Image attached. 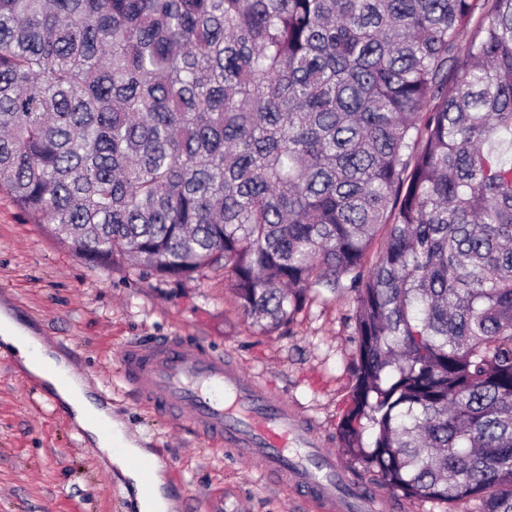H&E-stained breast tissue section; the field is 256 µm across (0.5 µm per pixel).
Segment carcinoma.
<instances>
[{"mask_svg": "<svg viewBox=\"0 0 512 512\" xmlns=\"http://www.w3.org/2000/svg\"><path fill=\"white\" fill-rule=\"evenodd\" d=\"M4 189L265 332L349 290L342 448L512 512V0H0Z\"/></svg>", "mask_w": 512, "mask_h": 512, "instance_id": "carcinoma-1", "label": "carcinoma"}]
</instances>
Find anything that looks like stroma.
Returning <instances> with one entry per match:
<instances>
[{"label":"stroma","mask_w":512,"mask_h":512,"mask_svg":"<svg viewBox=\"0 0 512 512\" xmlns=\"http://www.w3.org/2000/svg\"><path fill=\"white\" fill-rule=\"evenodd\" d=\"M0 308L64 355L127 437L163 459L174 512L318 510L258 465L142 408L120 382L117 353L150 336H187L233 355L315 422L350 478L377 483L338 439L357 357L349 292L324 293L267 333L242 314L223 272L163 281L123 255L88 262L0 192ZM0 512H137L131 480L9 354H0Z\"/></svg>","instance_id":"stroma-1"}]
</instances>
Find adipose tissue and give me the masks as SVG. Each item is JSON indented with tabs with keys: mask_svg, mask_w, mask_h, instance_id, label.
<instances>
[{
	"mask_svg": "<svg viewBox=\"0 0 512 512\" xmlns=\"http://www.w3.org/2000/svg\"><path fill=\"white\" fill-rule=\"evenodd\" d=\"M0 343L6 350L18 355L25 369L35 377L43 380L54 389L63 406L74 421L87 433L89 439L95 444H102L100 427L111 424L112 419L106 412H99L97 421H90L89 410L93 409L91 401L85 394L84 385L75 377L65 361L53 360L50 349L41 345L39 339L25 333L18 325L8 318L5 312L0 311ZM52 363V370H45V363ZM143 449L133 442L123 441L119 451L110 453L112 464L119 467L134 483L136 489L151 487V498L137 496L139 512H170L171 501L165 498L161 491L163 483L161 464H154L150 471L144 472L133 468L131 458L143 456Z\"/></svg>",
	"mask_w": 512,
	"mask_h": 512,
	"instance_id": "adipose-tissue-1",
	"label": "adipose tissue"
}]
</instances>
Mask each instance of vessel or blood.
Wrapping results in <instances>:
<instances>
[{"instance_id":"vessel-or-blood-1","label":"vessel or blood","mask_w":512,"mask_h":512,"mask_svg":"<svg viewBox=\"0 0 512 512\" xmlns=\"http://www.w3.org/2000/svg\"><path fill=\"white\" fill-rule=\"evenodd\" d=\"M122 382L144 408L190 424L219 447L305 494L320 512H382L378 491L354 499L337 494L346 473L325 450L315 424L272 386L245 374L227 354L181 336L134 341L120 351Z\"/></svg>"}]
</instances>
